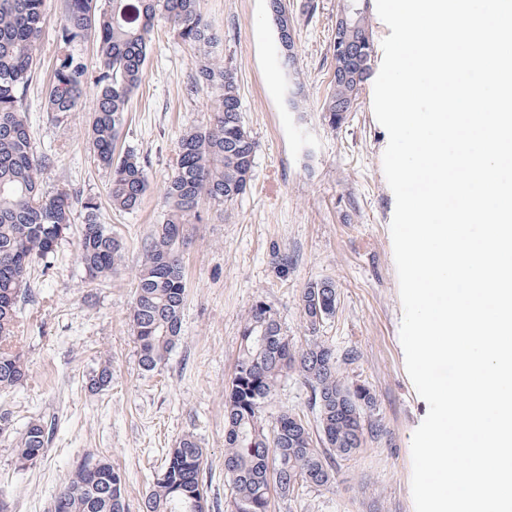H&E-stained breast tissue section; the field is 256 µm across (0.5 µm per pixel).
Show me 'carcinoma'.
Instances as JSON below:
<instances>
[{"label": "carcinoma", "instance_id": "obj_1", "mask_svg": "<svg viewBox=\"0 0 512 512\" xmlns=\"http://www.w3.org/2000/svg\"><path fill=\"white\" fill-rule=\"evenodd\" d=\"M165 20L199 54L187 94L207 87L215 94L207 123L177 143L174 170L164 187L167 210L145 248L137 269L129 320L139 361L152 371L181 340L186 298L183 249L194 225L203 223L202 202L222 206L250 187L256 142L243 125L235 74L215 56L217 38L203 17L199 0H63L57 52L44 106L62 124L78 111L87 89H96V108L88 132L98 164L109 172V201L133 211L149 185L145 161L133 151L114 156L127 122L129 103L145 77L150 32ZM277 33L288 40L296 18L281 6L272 12ZM48 23L45 0H0V389L29 376L13 348L19 303L31 293V270L47 269L74 206L83 212L78 257L91 282L102 283L119 270L123 240L99 221V204L81 192L43 187L54 166L37 149L30 130L27 94L37 78L40 41ZM334 76L322 111L333 126L337 112L357 101L372 70L374 40L367 6H359L348 29L337 35ZM91 41L97 66L89 69L76 46ZM338 288L329 279L309 282L301 308L311 339L299 347L283 330L277 314L259 300L240 330L241 355L224 387V473L235 492L236 512H268L271 490L287 496L303 486L327 487L335 480L331 459L347 460L366 440V417L375 395L364 384L339 377L336 353L318 333L338 305ZM301 377L318 409L320 440L295 412L267 420L265 407L282 379ZM47 443L45 429L29 423L17 442L18 459L36 462ZM205 449L192 435L172 449L147 495L142 512H208L203 470ZM55 512H129L119 471L91 456L77 463L54 495Z\"/></svg>", "mask_w": 512, "mask_h": 512}]
</instances>
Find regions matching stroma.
Masks as SVG:
<instances>
[{"instance_id": "1", "label": "stroma", "mask_w": 512, "mask_h": 512, "mask_svg": "<svg viewBox=\"0 0 512 512\" xmlns=\"http://www.w3.org/2000/svg\"><path fill=\"white\" fill-rule=\"evenodd\" d=\"M305 2L288 0L297 19L298 96L281 65L267 0L200 2L218 38L215 52L236 75L257 151L250 190L212 209L208 223L191 234L182 339L165 363L147 372L128 319L134 273L164 219L163 190L177 141L206 122L210 95H188L196 56L167 22H156L146 79L116 146L145 159L149 188L135 211L112 210L108 174L87 145L95 92H87L80 110L60 126L43 109L61 12V0H47L41 65L28 92L37 146L56 161L44 180L96 197L101 222L124 240L125 254L111 280L89 284L77 256L82 215L74 213L53 266L36 275L21 305L15 344L30 376L0 391V414L9 416L0 424V503L7 512H48L64 477L87 456L107 459L121 472L129 512H140L169 452L188 433L207 452L210 512H235L224 474V387L238 360L242 320L255 301H265L284 331L305 343L301 292L323 278L335 281L339 303L319 335L335 349L346 381L375 393L371 421L380 432L352 458L337 461L332 486L273 495L270 512H415L411 439L428 405L406 372L399 336L403 309L390 234L395 198L382 168L389 137L375 118L369 81L345 121L328 123L321 105L333 77L341 0H315L310 13ZM278 249L293 258L284 276L273 264ZM106 361L110 385L91 389L90 378ZM282 410L304 416L318 432L311 391L300 377L282 380L266 414ZM33 421L45 426L49 440L43 456L24 467L16 444Z\"/></svg>"}]
</instances>
